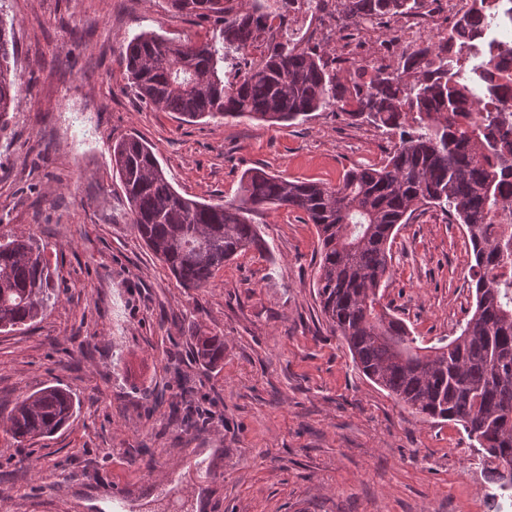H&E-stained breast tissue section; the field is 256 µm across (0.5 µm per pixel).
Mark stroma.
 Listing matches in <instances>:
<instances>
[{"mask_svg":"<svg viewBox=\"0 0 512 512\" xmlns=\"http://www.w3.org/2000/svg\"><path fill=\"white\" fill-rule=\"evenodd\" d=\"M0 13L15 22L22 82L0 137V234L33 236L59 273L43 318L0 333V414L48 385L79 403L49 437L19 444L0 426V476L14 475L0 479V506L102 512L97 500L122 483L130 512H165L180 495L199 512L187 497L197 485L200 512H494L503 493L462 427L413 416L324 321L317 231L302 211L254 214L269 251L184 288L136 237L112 172L113 142L138 136L178 192L224 203L252 168L337 185L383 165L396 135L328 110L289 126L153 111L128 84L124 38L212 34L170 0H0ZM473 293L462 226L415 212L392 243L382 304L431 346L458 334ZM199 330L223 337L217 366L194 361ZM173 402L200 427L170 418ZM168 464L169 479L153 482ZM61 470L71 487L48 492Z\"/></svg>","mask_w":512,"mask_h":512,"instance_id":"35a3bbf8","label":"stroma"}]
</instances>
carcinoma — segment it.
I'll return each instance as SVG.
<instances>
[{
	"label": "carcinoma",
	"instance_id": "carcinoma-1",
	"mask_svg": "<svg viewBox=\"0 0 512 512\" xmlns=\"http://www.w3.org/2000/svg\"><path fill=\"white\" fill-rule=\"evenodd\" d=\"M180 14L215 25L210 40L175 42L149 31L125 39L130 85L152 110L187 122L204 118L271 123L305 120L313 112H342L354 124L399 131V143L380 168L348 171L342 182L288 180L263 169L242 176V195L205 203L179 194L152 147L140 138L112 143V170L129 203L134 232L185 288H202L224 263L267 248L252 215L265 208L302 211L318 232L314 286L321 313L346 344L356 367L375 385L423 419L462 426L501 485L512 463V240L495 235L493 219L512 210L501 180L512 176V105L491 101L486 74L495 54L473 68L448 56V44L429 43L381 66L367 83L343 82L341 60L325 49L281 40L271 21L285 24L292 0H171ZM340 31L358 19L412 13L421 0H334ZM473 17L491 22L494 0H472ZM471 17V18H473ZM466 18L457 26L464 32ZM264 46L262 60L224 80V63ZM14 29L0 18V133L21 93L11 67ZM482 104L474 121L461 101ZM421 206L444 209L461 224L470 250L475 304L460 334L419 347L406 324L380 304L388 277L390 240ZM54 272L46 246L32 236L0 241V330L12 331L43 315L53 296ZM195 359H224V337H190ZM76 401L47 386L16 402L7 431L19 443L44 437L74 416Z\"/></svg>",
	"mask_w": 512,
	"mask_h": 512
}]
</instances>
